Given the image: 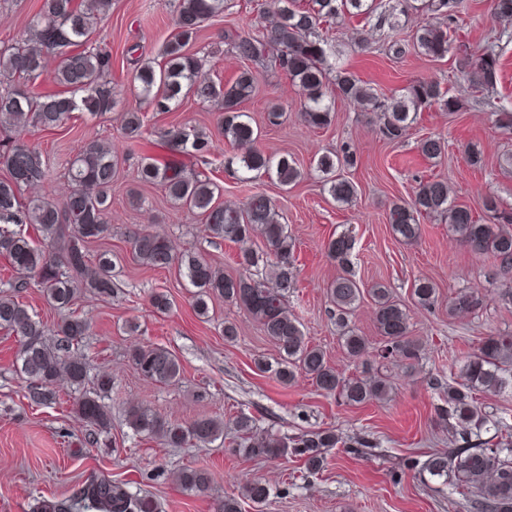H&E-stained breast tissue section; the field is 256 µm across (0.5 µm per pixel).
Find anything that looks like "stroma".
<instances>
[{
    "instance_id": "1",
    "label": "stroma",
    "mask_w": 512,
    "mask_h": 512,
    "mask_svg": "<svg viewBox=\"0 0 512 512\" xmlns=\"http://www.w3.org/2000/svg\"><path fill=\"white\" fill-rule=\"evenodd\" d=\"M236 2L232 12L205 22L195 50L217 49V32L233 33L254 22L256 14L247 9L248 0ZM467 3L455 24L457 45L473 53L494 43L501 54L496 85L486 104L474 103L455 54L441 60L411 51L392 55L360 17L332 29V45L342 51V65L378 93L396 95L415 80L433 79L462 101V109L452 114L435 107L421 112L400 142L382 137L374 113L341 99L328 127H307L296 117L297 87L285 75L261 69L257 94L245 109L261 130V148L269 154L291 155L303 172L285 190L264 176L241 181L237 165L228 162L233 146L216 132L213 107L189 98L173 112L143 109L149 130L187 124L211 134L210 155L189 163L187 170L213 178L222 188V201L241 202L262 192L276 203L295 244L297 279L288 305L302 322L307 340L325 352L337 372L354 376L361 366L348 358L330 314L326 287L337 274L326 255L331 238L343 232L354 237L351 270L356 279L367 288L385 284L406 309L410 335L424 347L421 360L411 368L399 362L383 367L392 385L386 399L349 405L338 395L319 390L309 378L302 376L285 386L272 373L259 372L255 359L275 361L279 349L244 306L217 297L209 303L208 316H200L178 269L153 270L134 260L129 237L138 231L159 235L176 252L202 256L229 275L237 272L238 247L207 236L193 214L175 208L158 187L140 183L139 158L155 148L149 143L130 148L122 134L121 110L142 109L130 83L134 64L125 50L137 43L143 59L156 58L174 30L173 16L163 0H112L99 36L112 48L119 109L97 117L77 112L62 128L36 133L33 140L40 144L51 175L32 189L36 195H64L68 185L63 164L83 139H106L123 159L112 184L110 229L89 246L90 255L111 254L121 288L109 299L83 292L74 304L91 325L89 335L80 341L89 383L103 375L112 379L105 399L112 428L100 435L98 444H86L88 426L73 406L78 392L64 381L54 387L55 404H30L17 364L20 344L0 334V512H32L36 500L69 495L94 473L148 494L160 512H215L219 500L241 497L254 480L271 489L264 512H465L460 496L442 491L436 480L421 481L403 462L448 447V427L435 413L442 386L457 378L464 359L477 351L485 336L512 334V302L505 299L502 282L494 274L493 257L460 244L447 224L422 219L419 239L405 244L392 236L387 214L393 203L410 200L420 182L433 178L448 179L453 200L470 207L474 215H481V199L490 192L503 208H512V132L498 129L493 115L497 106L512 110V40L498 38L500 31L512 33V23L493 20L492 0ZM361 35L368 43L360 50L352 41ZM271 102L288 107L289 117L282 125L267 121ZM430 134L447 144L442 160L428 159L417 148L418 140ZM346 143L356 149V164L345 172L357 191L350 206L333 201L312 169L318 150L333 152ZM474 149L482 157L476 166L468 162ZM133 192L139 196L135 205L129 201ZM422 278L437 287L438 300L429 308L420 306L412 294L413 282ZM464 289L484 297L477 314L463 316L451 310V301ZM158 293L171 300L167 314L152 308ZM228 321L239 331L233 342L224 339ZM135 337L177 355L183 367L181 384L157 385L138 374L127 356ZM132 405L178 422L201 416L228 421L243 411L263 430L294 435L330 428L347 445L329 449L325 470L308 477L296 459L270 462L232 451L234 433L229 428L212 444L181 448L133 434L126 421ZM363 437L370 440V447H355V440ZM192 467L209 469L211 490L191 491L176 482L177 471Z\"/></svg>"
}]
</instances>
